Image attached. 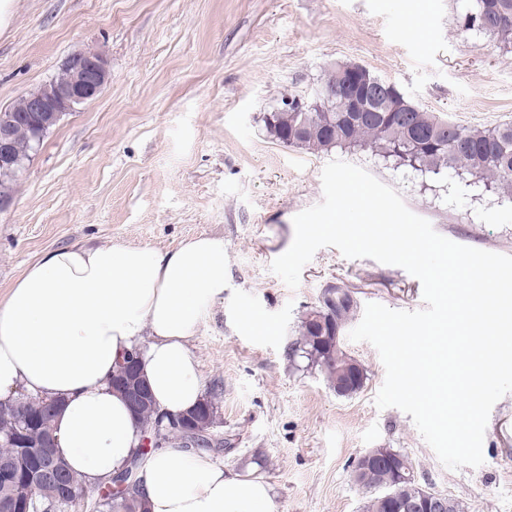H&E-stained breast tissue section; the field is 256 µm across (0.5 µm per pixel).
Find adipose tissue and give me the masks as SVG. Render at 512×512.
<instances>
[{"instance_id":"adipose-tissue-1","label":"adipose tissue","mask_w":512,"mask_h":512,"mask_svg":"<svg viewBox=\"0 0 512 512\" xmlns=\"http://www.w3.org/2000/svg\"><path fill=\"white\" fill-rule=\"evenodd\" d=\"M224 294V240L201 235L163 251L143 245H70L47 252L0 297V401L16 388L60 398L59 454L89 483L122 470L140 429L110 378L140 351L157 405L178 415L202 397L191 340ZM149 512H270L262 479L225 472L170 442L139 470Z\"/></svg>"}]
</instances>
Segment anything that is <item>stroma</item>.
<instances>
[{
  "label": "stroma",
  "mask_w": 512,
  "mask_h": 512,
  "mask_svg": "<svg viewBox=\"0 0 512 512\" xmlns=\"http://www.w3.org/2000/svg\"><path fill=\"white\" fill-rule=\"evenodd\" d=\"M463 0H17L0 28V110L50 80L71 53H103L111 82L44 138L0 212V294L48 251L72 244L224 239V296L192 341L205 388H218L212 461L272 488L273 512H366L353 477L372 448L408 456L423 486L469 512H512V393L492 408L485 462L451 470L411 416L378 409L373 345L343 340L367 372L350 397L290 357L324 289L358 307L424 308L398 266L319 249L289 289L269 266L293 218L323 197L334 159L400 193L437 233L512 256V199L470 175L421 174L370 148L311 153L273 139L264 116L304 96L327 67L360 64L428 112L462 126L512 122V48L461 28ZM420 25L409 30V16Z\"/></svg>",
  "instance_id": "1"
}]
</instances>
